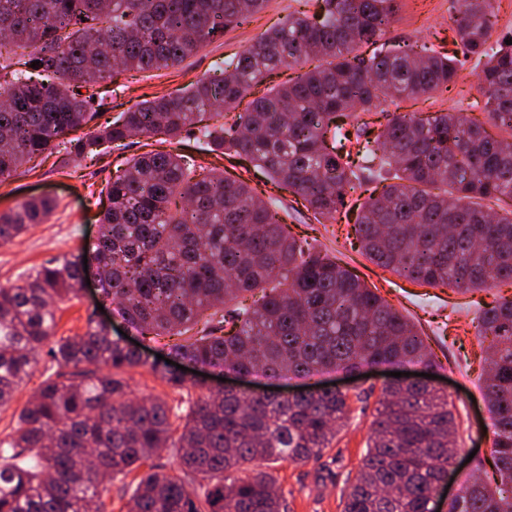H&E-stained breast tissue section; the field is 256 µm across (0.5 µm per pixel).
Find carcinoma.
Segmentation results:
<instances>
[{
  "label": "carcinoma",
  "mask_w": 512,
  "mask_h": 512,
  "mask_svg": "<svg viewBox=\"0 0 512 512\" xmlns=\"http://www.w3.org/2000/svg\"><path fill=\"white\" fill-rule=\"evenodd\" d=\"M266 2L0 0V181L57 148L92 161L106 143L124 149L134 136L196 132L203 149L249 160L317 220L334 221L346 197L368 195L354 231L384 269L431 287L512 283V44L490 42L495 0H455L449 18L462 49L483 61V122L390 111L457 75L455 61L431 46L384 49L399 0H301L304 10L221 63L220 77L135 103L112 124L70 137L105 112L98 83L178 65ZM282 69L296 76L237 111ZM488 124L502 134L491 136ZM106 198L93 249L101 295L142 337H183L169 346L174 357L270 379L381 363L434 367L413 323L296 238L276 199L245 181L151 150L112 176ZM53 208L32 199L0 214V243ZM84 254L0 286V407L44 346L61 368L0 440V512H88L91 502L112 512V483L167 448L179 466L137 480L135 512H287L277 480L258 464L322 455L350 412L346 393L210 389L174 429L162 399L131 397L102 367L147 365L182 389L185 375L148 363L92 316L82 334L55 338L58 303L83 288ZM256 289L264 295L251 302ZM479 335L493 337L483 386L493 464L512 484V299L483 310ZM456 430L446 392L385 384L343 512H432L458 455ZM449 512H512V493L478 472Z\"/></svg>",
  "instance_id": "1"
}]
</instances>
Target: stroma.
Instances as JSON below:
<instances>
[{"instance_id": "1", "label": "stroma", "mask_w": 512, "mask_h": 512, "mask_svg": "<svg viewBox=\"0 0 512 512\" xmlns=\"http://www.w3.org/2000/svg\"><path fill=\"white\" fill-rule=\"evenodd\" d=\"M298 7V0H268L251 23L225 29L223 36L181 65L166 70L125 73L121 78L125 90L117 96V103L163 95L197 80L214 77L215 62L247 48ZM453 8L454 0H402L387 34L388 42L420 40L433 45L445 56L455 59L457 76L448 88L433 95L399 102V111L419 112L425 116L435 112H459L468 117H482L485 96L477 80L480 66L476 59L463 57L454 33L448 28ZM144 142V137H132L129 148L111 152L95 165L83 169L65 163L62 155L53 154L37 161L35 168L20 169L0 181V213L16 209L31 199L48 197L55 203L43 224L0 245V285L14 282L52 258L91 247L99 232L97 198L100 191L129 157L141 153ZM277 197L282 208L290 212L288 222L297 238L307 240L316 250L336 255L343 265L368 286L376 288L382 298L420 329L435 362L436 385L453 400L457 416L461 462L448 481L445 499H453L475 472H482L487 482H494L493 421L481 391L488 341L479 337L477 330L480 314L487 305L512 299V285L502 283L494 288L464 291L412 283L376 266L354 247L349 237L350 225L342 221L318 223L305 208L296 207L292 193L282 190ZM97 295L95 285L91 284L77 298L60 303L56 314L57 335L83 333L88 316L101 309L111 320L113 330H126L129 341H138V333L125 329L112 304H100ZM56 370L51 358L41 355L30 379L18 388L9 405L0 408V440L12 432L21 409L44 378ZM121 376L133 396L161 398L179 417L184 415L189 398L198 397L200 391L194 389L186 393L172 389L146 366L124 369ZM385 381V375L378 368L353 381L340 372L314 373L297 380L281 381L280 387L284 390L302 385L335 384L347 393L351 405V413L335 442L319 458L300 464L268 465V472L277 478L281 487L288 512H342L344 494L367 451L376 401Z\"/></svg>"}]
</instances>
